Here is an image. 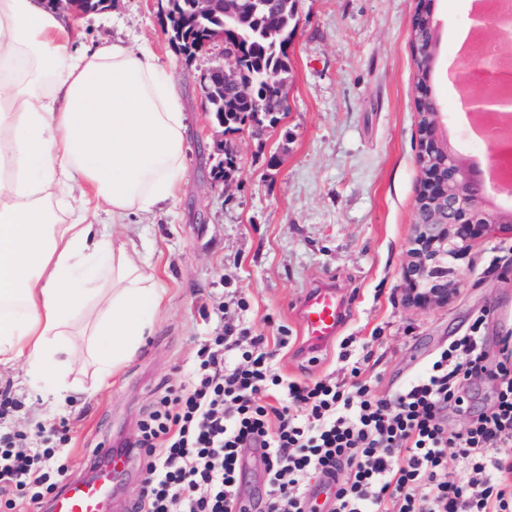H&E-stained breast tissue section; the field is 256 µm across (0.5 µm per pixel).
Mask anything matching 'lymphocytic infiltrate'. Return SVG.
Masks as SVG:
<instances>
[{
	"instance_id": "obj_1",
	"label": "lymphocytic infiltrate",
	"mask_w": 512,
	"mask_h": 512,
	"mask_svg": "<svg viewBox=\"0 0 512 512\" xmlns=\"http://www.w3.org/2000/svg\"><path fill=\"white\" fill-rule=\"evenodd\" d=\"M249 345L231 364L203 344L188 386L143 420L125 450L146 471L131 512H249L239 490L246 448L268 476L264 512H317L306 493L314 478L330 491L329 512H512L511 348L496 367L495 407L455 433L440 414L484 369L474 334L457 337L392 399L365 380H285L266 337ZM13 445L0 434V512H14L23 495L38 500L53 472V449ZM452 448L471 469H448Z\"/></svg>"
}]
</instances>
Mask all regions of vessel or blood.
Listing matches in <instances>:
<instances>
[{"mask_svg":"<svg viewBox=\"0 0 512 512\" xmlns=\"http://www.w3.org/2000/svg\"><path fill=\"white\" fill-rule=\"evenodd\" d=\"M301 317L309 349L329 346L342 317L332 289L321 287L308 293L301 304ZM129 464L125 455L109 448L99 449L94 475L81 481H68L55 501V512H109L110 483Z\"/></svg>","mask_w":512,"mask_h":512,"instance_id":"1","label":"vessel or blood"}]
</instances>
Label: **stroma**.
Returning a JSON list of instances; mask_svg holds the SVG:
<instances>
[{"label":"stroma","mask_w":512,"mask_h":512,"mask_svg":"<svg viewBox=\"0 0 512 512\" xmlns=\"http://www.w3.org/2000/svg\"><path fill=\"white\" fill-rule=\"evenodd\" d=\"M418 0H299L288 49V109L277 125L244 126L232 137L237 164L228 181L213 170L222 155L198 78L208 57L188 61L163 29L155 0H114L108 16L86 18L80 45L104 39L147 43L182 92L185 176L153 215H137L129 234L155 263L168 305L151 336L118 377L96 384L94 365L75 368L83 393L55 405L25 364L0 370V433L16 448L55 449L67 478H83L99 448L140 436L141 421L167 390L187 386L204 340L239 337L226 353L240 361L247 337L267 336L274 371L288 380L361 378L391 398L426 374L435 357L480 323L487 368L512 337V235L479 240L456 261L459 292L447 306L406 304L403 270L415 219L419 172L410 25ZM472 0H435L442 68L433 94L452 147L486 166L488 144L466 118L454 74L470 64L462 50ZM330 284L345 310L333 343L309 352L298 307ZM360 374H353V367ZM496 380L470 379L464 404L441 419L465 430L496 401Z\"/></svg>","instance_id":"35a3bbf8"}]
</instances>
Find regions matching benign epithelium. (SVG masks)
<instances>
[{"instance_id":"benign-epithelium-1","label":"benign epithelium","mask_w":512,"mask_h":512,"mask_svg":"<svg viewBox=\"0 0 512 512\" xmlns=\"http://www.w3.org/2000/svg\"><path fill=\"white\" fill-rule=\"evenodd\" d=\"M45 4L75 15L98 12L93 5L78 9L76 0H45ZM191 9L196 17L222 13L239 19L236 0H193ZM415 18L416 29L429 34V42L424 46L420 36L414 39L413 56L420 64L418 89L422 90L439 65V34L429 9L420 8ZM223 47L224 52L200 76L204 91L209 94L213 89L225 88L239 97L252 98L251 87L234 82L243 62L242 52L226 41ZM480 85L482 88L468 95L471 112L485 118L512 113V72L489 70ZM266 105L271 112L285 111L287 87L277 86ZM442 117L438 108L422 112L417 127L420 189L411 248L404 267V299L423 309L448 304L459 287L453 262L465 256L476 240L504 232L512 234V207L504 208L497 202L499 194L512 192V184L487 181L481 171L455 152L443 131Z\"/></svg>"}]
</instances>
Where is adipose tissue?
Segmentation results:
<instances>
[{"instance_id": "obj_1", "label": "adipose tissue", "mask_w": 512, "mask_h": 512, "mask_svg": "<svg viewBox=\"0 0 512 512\" xmlns=\"http://www.w3.org/2000/svg\"><path fill=\"white\" fill-rule=\"evenodd\" d=\"M81 26L44 0H0V367L58 375L55 403L82 389L62 379L74 364L114 376L165 313L157 267L94 227L161 209L184 172L173 77L135 42L75 49ZM99 255L103 274L75 287Z\"/></svg>"}]
</instances>
